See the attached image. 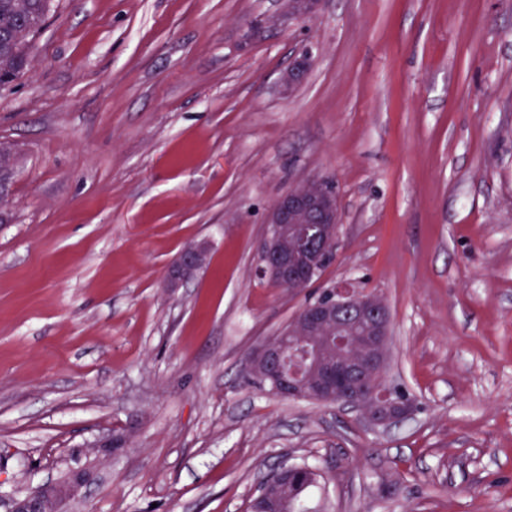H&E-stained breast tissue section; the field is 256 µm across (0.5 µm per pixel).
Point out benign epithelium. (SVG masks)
Masks as SVG:
<instances>
[{"mask_svg": "<svg viewBox=\"0 0 512 512\" xmlns=\"http://www.w3.org/2000/svg\"><path fill=\"white\" fill-rule=\"evenodd\" d=\"M319 2L288 0V13L309 18ZM309 66L307 55L294 60L281 85L289 91L300 86ZM340 233L334 184L312 180L292 187L272 207L258 273L282 288H303L319 276L320 258L336 254ZM208 257L205 241L184 247L168 270L166 287H181ZM389 340L390 313L379 296L336 288L303 306L283 335L261 344L251 360L274 376L277 395L356 408L373 426L386 428L417 412L416 402L380 392ZM91 476L88 468L73 469L60 481L13 499L11 512H65L66 502L80 496ZM291 477L292 470L280 469L260 489L274 499L273 486Z\"/></svg>", "mask_w": 512, "mask_h": 512, "instance_id": "7a95c632", "label": "benign epithelium"}]
</instances>
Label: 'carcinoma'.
<instances>
[{
    "label": "carcinoma",
    "instance_id": "obj_1",
    "mask_svg": "<svg viewBox=\"0 0 512 512\" xmlns=\"http://www.w3.org/2000/svg\"><path fill=\"white\" fill-rule=\"evenodd\" d=\"M52 0H0V79L20 78L32 52V39L44 26ZM303 477L292 490L295 508L303 510L306 493L316 485L318 473L308 466H294Z\"/></svg>",
    "mask_w": 512,
    "mask_h": 512
}]
</instances>
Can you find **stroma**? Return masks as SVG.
Returning a JSON list of instances; mask_svg holds the SVG:
<instances>
[{
    "mask_svg": "<svg viewBox=\"0 0 512 512\" xmlns=\"http://www.w3.org/2000/svg\"><path fill=\"white\" fill-rule=\"evenodd\" d=\"M33 43L0 87V493L90 466L69 512H245L286 462L319 474L310 512H512V0H53ZM315 179L336 258L274 287L268 214ZM336 286L388 306L412 418L248 384ZM310 66L309 56L303 55L294 60L281 76V85L288 91L300 86L308 72ZM208 257L209 245L206 241H199L184 247L168 270L166 288L171 291L180 288L184 281L194 277L206 266Z\"/></svg>",
    "mask_w": 512,
    "mask_h": 512,
    "instance_id": "35a3bbf8",
    "label": "stroma"
}]
</instances>
